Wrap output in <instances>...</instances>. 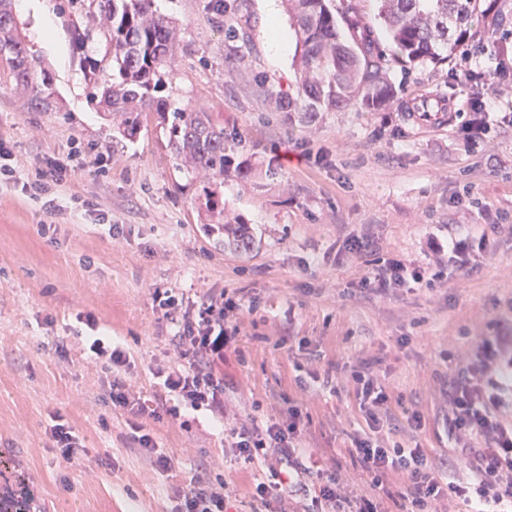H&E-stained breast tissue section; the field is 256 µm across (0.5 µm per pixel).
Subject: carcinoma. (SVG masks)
Masks as SVG:
<instances>
[{"mask_svg":"<svg viewBox=\"0 0 512 512\" xmlns=\"http://www.w3.org/2000/svg\"><path fill=\"white\" fill-rule=\"evenodd\" d=\"M154 0H104L106 23L99 32L75 33L76 49L101 34L110 47L114 79L93 78L89 97L112 114L118 134L131 140L144 120L156 115L168 143L180 159L212 179H224L230 168L242 170L226 153V142L236 137L216 123L210 113L196 107H175L160 96L163 76L174 62L180 33L153 9ZM296 42L298 95L305 111L313 114L340 108L362 97L367 106H379L393 94L387 60L417 66L453 53L473 36L488 18L481 0H381L378 13L391 49L385 53L374 28L352 12L336 14L328 0H286ZM352 31L342 40L339 23ZM0 65L8 68L15 85L29 97L30 107L48 112L53 107L52 78L36 72L18 32L13 0H0ZM232 243L247 251L254 239L246 225L224 223Z\"/></svg>","mask_w":512,"mask_h":512,"instance_id":"cac0c4a2","label":"carcinoma"}]
</instances>
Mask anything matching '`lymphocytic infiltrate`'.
<instances>
[{
    "mask_svg": "<svg viewBox=\"0 0 512 512\" xmlns=\"http://www.w3.org/2000/svg\"><path fill=\"white\" fill-rule=\"evenodd\" d=\"M64 168L48 164L33 176H21L11 150L0 141V187H17L41 201L45 214L61 206L47 194V183H61ZM483 224H452L446 241L432 242L426 264L401 257L379 259L361 281L367 292L385 297L397 288L433 287L446 268L472 270L474 249L486 248ZM152 302L173 325L174 363L158 371L162 391L146 398L123 378L131 362L127 352L103 336L85 339L94 359H106L113 378L107 395L113 409L126 414L132 439L159 472L173 468V458L160 448L142 420L179 416L181 407L207 410L220 421H233L232 445L245 463H263L265 476L252 498L262 505L278 504L288 512V500L302 502V512H512V321L493 322V333L477 337L464 351L444 390L443 425L448 451L391 442L400 425L412 431L424 427L419 411L399 419L394 397L370 371L353 374V393L366 426L352 437L348 453L367 487L358 489L334 460L303 447L305 431L299 406L288 409L283 422L262 425L237 422L224 400V378L216 366L240 332V299L236 293L212 291L199 299L171 289H154ZM237 490L222 478L196 477L180 490L176 512H230Z\"/></svg>",
    "mask_w": 512,
    "mask_h": 512,
    "instance_id": "1",
    "label": "lymphocytic infiltrate"
}]
</instances>
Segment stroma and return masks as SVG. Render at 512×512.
Instances as JSON below:
<instances>
[{
    "instance_id": "stroma-1",
    "label": "stroma",
    "mask_w": 512,
    "mask_h": 512,
    "mask_svg": "<svg viewBox=\"0 0 512 512\" xmlns=\"http://www.w3.org/2000/svg\"><path fill=\"white\" fill-rule=\"evenodd\" d=\"M155 0L185 36L166 77L174 105L203 107L237 139L228 153L251 173L225 174L217 194L226 211L249 224L253 250L206 233L201 205L207 180L170 149L155 118L134 142H113L112 124L88 100L90 73L81 55L100 59L104 38L77 54L75 31L92 26L99 0H14L19 30L38 68L53 77L55 107L35 112L0 71V138L13 163L32 174L48 162L67 166L72 149L101 156V169L70 171L55 226L42 231L41 205L14 188L0 189V490L28 485L41 512H174L175 494L222 459L236 486V512H266L249 489L263 477L239 458L229 431L208 411L145 420L174 458L161 474L140 454L125 415L102 398L106 374L90 362L77 314L93 315L99 331L133 363L127 376L145 396L159 386L157 368L173 355L174 327L152 303L156 288L200 295L239 291L238 348L216 371L224 398L240 418L285 420L289 403L307 417L305 447L359 476L346 453L362 418L346 393H336L294 363L317 359L320 371L348 380L371 368L420 410L419 442L440 448L439 388L454 356L474 337L492 335V321L512 316V123L491 115L490 132L468 144L465 102L476 87L464 76V55L479 57L502 98H512V0H496L497 43L474 37L439 63L391 67L393 98L306 115L275 110L270 92L295 94L293 30L282 0ZM59 33L60 51L40 39L42 18ZM276 21L289 42L268 38ZM508 74L499 76L498 61ZM437 108L422 120V102ZM111 214L103 223L99 214ZM448 224H496L475 271H452L434 288H397L377 299L361 287L374 260L399 255L424 262L428 244ZM372 244L346 251L347 239ZM62 341L66 357L53 354ZM61 414L90 457L111 466L72 467L50 448L47 430Z\"/></svg>"
}]
</instances>
